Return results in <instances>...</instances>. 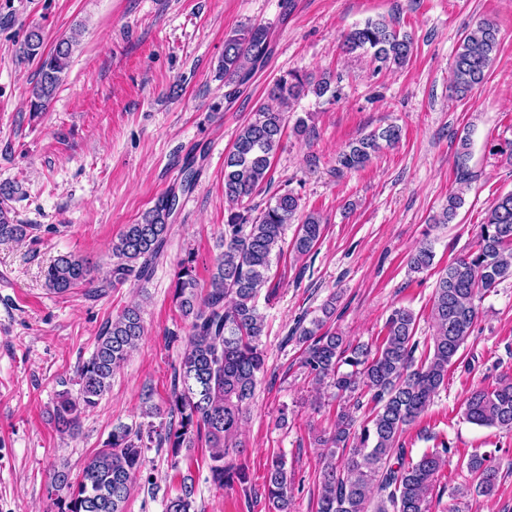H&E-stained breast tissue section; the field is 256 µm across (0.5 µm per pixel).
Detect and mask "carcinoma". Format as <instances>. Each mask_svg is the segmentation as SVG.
<instances>
[{
	"mask_svg": "<svg viewBox=\"0 0 512 512\" xmlns=\"http://www.w3.org/2000/svg\"><path fill=\"white\" fill-rule=\"evenodd\" d=\"M73 36L59 40L44 52L39 29L26 33L19 54L38 60L39 79L32 88L30 111H45L65 74L75 45ZM498 47L496 25L478 23L463 38L450 73V91L465 98L483 83ZM342 49L362 51L377 69L403 66L413 52V41L385 20H368L343 36ZM267 26L252 24L224 39V100L236 99L241 89L271 55ZM339 98L333 76L324 73H290L277 79L270 97L283 106L308 94ZM287 115L259 107L254 118L239 131L224 158V197L228 201L224 236L208 286L201 288L193 254L182 259L173 286V301L189 321L188 344L170 384L165 406L152 402V391L143 394V423H118L99 449L74 476L63 466L53 472L51 486L66 492L60 512H124L125 503L141 479L148 445L168 449L171 467L179 468L180 453L201 439L210 448L209 471L219 488L246 484L244 449L238 436L244 411L254 399L259 376L265 372L261 348L264 317L257 296L270 281L273 256L281 252L285 231L297 224L292 250L308 255L323 234L318 214L306 212L298 193L285 188L260 215L239 204L265 181L281 147ZM395 124L379 127L350 141L336 159L340 171L365 168L381 150L401 140ZM469 138L460 139L455 166L459 182L469 181ZM177 195L169 191L136 224H127L112 243L106 282L111 286L150 279L153 265L162 255L170 230ZM462 197L453 193L437 219L449 224L461 207ZM32 224H15L0 209V239L22 241ZM434 253L423 246L410 254L411 271L433 265ZM90 263L61 255L44 272L46 287L63 294L93 281ZM512 278V191L499 196L478 225L476 248L456 258L441 272L436 284L432 317L436 331L426 354L417 355V316L396 307L384 323V336L369 344H353L323 331L336 314V295L321 306L322 316H300L285 341L300 346V364L318 385L335 389L349 405L336 414L333 434L319 437L323 459L317 512H431L433 482L455 455L443 442L440 447L413 459L405 447L406 428L421 417L448 380V370L461 364V349L473 332L478 317L476 301L497 285ZM144 333L138 305L126 307L107 323L97 337L91 357L77 370L79 390L57 394L52 410L56 429L62 434L79 432L82 416L94 409L110 390L112 374L136 347ZM372 403L362 425H356L362 399ZM463 418L479 427L512 429V378L491 389H478L467 398ZM157 422H152V419ZM473 483L451 488L448 512H464L463 500L476 493L492 496L498 489L499 466L489 454L474 452L466 462ZM294 479L286 461L274 455L267 462L264 496L270 512H290ZM195 486L182 479L179 492L166 500L165 512H191Z\"/></svg>",
	"mask_w": 512,
	"mask_h": 512,
	"instance_id": "obj_1",
	"label": "carcinoma"
}]
</instances>
